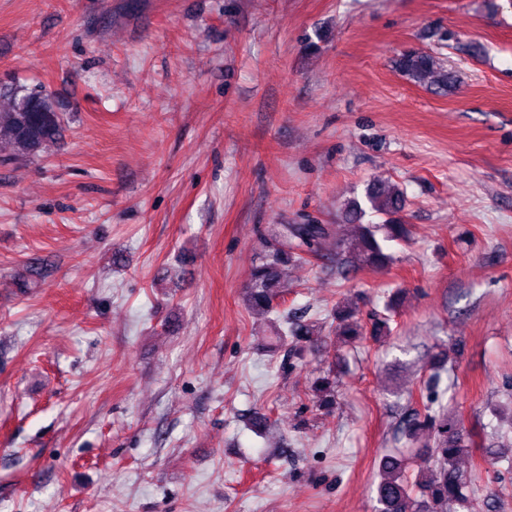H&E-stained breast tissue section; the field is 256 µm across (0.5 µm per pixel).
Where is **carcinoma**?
<instances>
[{
  "instance_id": "carcinoma-1",
  "label": "carcinoma",
  "mask_w": 512,
  "mask_h": 512,
  "mask_svg": "<svg viewBox=\"0 0 512 512\" xmlns=\"http://www.w3.org/2000/svg\"><path fill=\"white\" fill-rule=\"evenodd\" d=\"M399 71L411 81L440 91L456 88L457 76L443 61L428 53L409 52L396 62ZM5 107L0 111V153L17 159L32 160L54 145L63 133V120L52 98L42 92L18 91L0 96ZM371 213L382 218L374 224L358 223L363 213L360 204L350 206L348 221L358 230V240L345 250V262L362 268L377 269L388 265L392 257L384 243L408 237L406 225L396 216L405 208L404 194L383 181H375L366 190ZM265 255L249 278L245 301L251 309L277 313L282 327L275 331L273 349L283 351L280 365L286 372L304 352L326 343L313 323H296L286 310L279 309L287 285L283 270L290 263H304L311 254L326 255L341 240L331 224H271L262 237ZM334 333L349 339L363 335V326L351 310L338 308ZM448 351L442 349L431 357L429 385L438 388L446 370ZM317 407L331 410L336 406V366L318 377L313 386ZM404 443L418 446V472L410 478L405 460L399 453L383 455L377 464L380 480L376 486L375 512H466L477 490L472 473L459 460L473 453L475 441L464 434L460 414L448 411V405L435 397L424 410H412L400 428Z\"/></svg>"
}]
</instances>
